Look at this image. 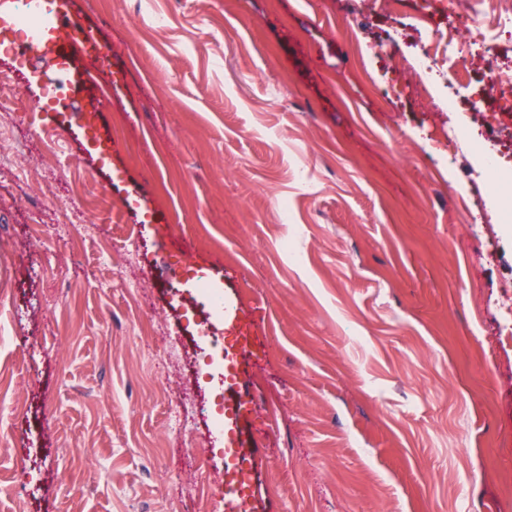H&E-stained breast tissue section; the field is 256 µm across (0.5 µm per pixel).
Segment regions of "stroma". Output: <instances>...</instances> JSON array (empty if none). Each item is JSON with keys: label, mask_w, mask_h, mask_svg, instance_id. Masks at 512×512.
<instances>
[{"label": "stroma", "mask_w": 512, "mask_h": 512, "mask_svg": "<svg viewBox=\"0 0 512 512\" xmlns=\"http://www.w3.org/2000/svg\"><path fill=\"white\" fill-rule=\"evenodd\" d=\"M442 92L488 111L459 28ZM112 50L64 127L0 54V512H226L257 449L253 512H512V232L499 191L408 65L428 0H68ZM203 275L249 331L238 379L195 367Z\"/></svg>", "instance_id": "1"}]
</instances>
